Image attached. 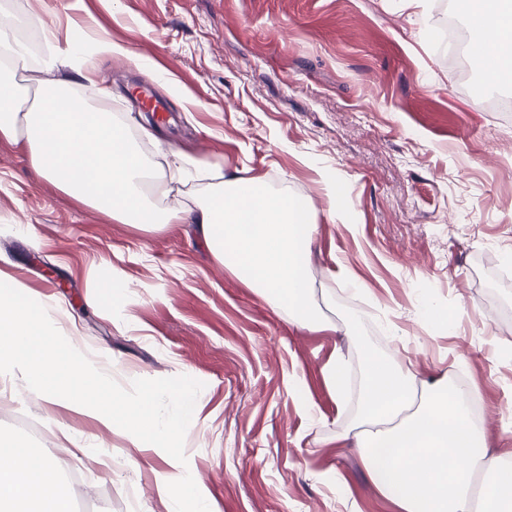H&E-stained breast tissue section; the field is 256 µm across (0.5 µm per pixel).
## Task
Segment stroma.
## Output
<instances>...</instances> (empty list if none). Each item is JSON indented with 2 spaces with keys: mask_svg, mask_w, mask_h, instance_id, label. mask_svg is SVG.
I'll return each instance as SVG.
<instances>
[{
  "mask_svg": "<svg viewBox=\"0 0 512 512\" xmlns=\"http://www.w3.org/2000/svg\"><path fill=\"white\" fill-rule=\"evenodd\" d=\"M60 2L11 0L13 37L32 34L41 53L25 71L74 80L40 59L79 30L125 44L131 60L99 61L95 81L111 96L90 104L126 123L150 159L177 154L311 198L314 286L353 324L348 338L289 321L215 262L196 225L118 223L0 139V281L49 302L56 328L111 361L122 386L203 382L185 453L217 512H399L342 437L357 404L337 412L326 385L337 346L355 382L371 345L422 379L461 374L480 394L487 454L512 448V275L498 277L512 271V112L457 86L442 27L449 0ZM141 82L168 120L148 124L129 98ZM328 173L344 196L337 219ZM115 274L124 296L98 303L93 279ZM428 294L454 314L452 334L424 322ZM390 321L398 340L385 334ZM0 434L53 455L73 512H168L159 484L170 456L147 448L129 468L125 439L61 400L15 384L0 397Z\"/></svg>",
  "mask_w": 512,
  "mask_h": 512,
  "instance_id": "1",
  "label": "stroma"
}]
</instances>
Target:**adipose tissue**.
<instances>
[{
  "label": "adipose tissue",
  "mask_w": 512,
  "mask_h": 512,
  "mask_svg": "<svg viewBox=\"0 0 512 512\" xmlns=\"http://www.w3.org/2000/svg\"><path fill=\"white\" fill-rule=\"evenodd\" d=\"M482 38L473 52L494 79L506 70L502 39L512 32V0H484ZM123 44L99 36L72 41L63 59L80 77L100 58L129 57ZM24 48L0 26V138L24 145L35 174L82 204L147 233L169 224L201 228L214 259L245 287L287 310L315 332H336L314 297L311 274L316 232L307 200L272 191L260 178L232 177L209 185L193 203L156 205L148 190L170 195L187 172L180 160L145 159L113 122L77 96L70 82L29 90L18 76ZM359 412L351 435L373 484L400 512H512V451L487 456L486 434L471 417L476 391L450 378L418 379L374 348L362 354ZM55 464L24 441L0 438V512H71L69 489H44Z\"/></svg>",
  "instance_id": "adipose-tissue-1"
}]
</instances>
